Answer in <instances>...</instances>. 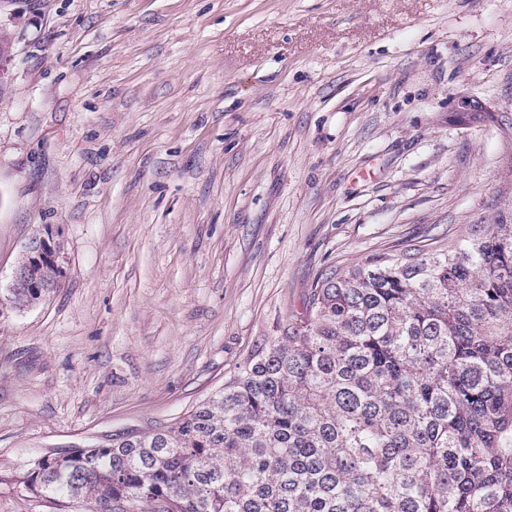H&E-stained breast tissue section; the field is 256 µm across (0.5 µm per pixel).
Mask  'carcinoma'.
<instances>
[{
    "label": "carcinoma",
    "mask_w": 512,
    "mask_h": 512,
    "mask_svg": "<svg viewBox=\"0 0 512 512\" xmlns=\"http://www.w3.org/2000/svg\"><path fill=\"white\" fill-rule=\"evenodd\" d=\"M13 478L87 512H512V192L446 245L318 274L172 423Z\"/></svg>",
    "instance_id": "1"
}]
</instances>
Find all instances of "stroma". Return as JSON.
Listing matches in <instances>:
<instances>
[{
    "mask_svg": "<svg viewBox=\"0 0 512 512\" xmlns=\"http://www.w3.org/2000/svg\"><path fill=\"white\" fill-rule=\"evenodd\" d=\"M0 299L31 238L62 277L0 315L10 473L171 422L315 276L447 243L512 191V0H0ZM2 33V41H1ZM15 36L6 28L0 27V84L8 82L10 64L14 58ZM460 115L463 122H478L474 119L476 112H488V118L494 120L492 113L479 101L464 94L457 93L454 97V110Z\"/></svg>",
    "mask_w": 512,
    "mask_h": 512,
    "instance_id": "1",
    "label": "stroma"
}]
</instances>
